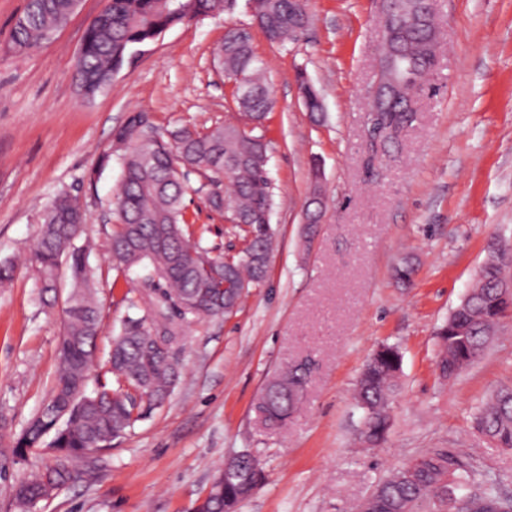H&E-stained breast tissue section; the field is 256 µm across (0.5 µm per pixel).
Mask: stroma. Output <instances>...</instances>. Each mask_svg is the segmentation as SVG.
Returning a JSON list of instances; mask_svg holds the SVG:
<instances>
[{
  "mask_svg": "<svg viewBox=\"0 0 512 512\" xmlns=\"http://www.w3.org/2000/svg\"><path fill=\"white\" fill-rule=\"evenodd\" d=\"M26 0H0V443L9 444L52 396L71 291L68 261L58 297L41 300L30 267L40 218L59 193L76 195L81 241L97 278L104 331L93 376L131 310L136 271L114 268L121 176L116 131L144 112L154 126H246L234 89L213 64L228 30L247 29L275 100L264 129L273 183L272 251L264 280L233 313L189 324L172 344L181 377L168 401L115 438L94 479L39 502L38 512H194L229 456L260 458L266 480L236 512H356L410 459L445 448L512 494V449L474 430L477 409L512 388V318L457 377L438 368L437 332L492 257L512 258V0H436L444 46L417 95L410 124L372 142L368 111L381 37L379 0H309L296 41L271 42L246 5L166 31L85 99L74 80L84 31L102 0H83L54 40L10 51ZM320 93L324 119L302 102ZM320 167V182L310 172ZM203 173L185 202L206 225L203 247L242 249L246 232L206 202ZM321 191L325 215L305 223ZM409 265L410 278L396 269ZM402 354L386 442L366 447L358 377L378 346ZM311 360L299 410L261 424L254 404L287 364Z\"/></svg>",
  "mask_w": 512,
  "mask_h": 512,
  "instance_id": "1",
  "label": "stroma"
}]
</instances>
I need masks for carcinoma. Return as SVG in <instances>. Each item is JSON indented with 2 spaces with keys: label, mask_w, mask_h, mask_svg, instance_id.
Segmentation results:
<instances>
[{
  "label": "carcinoma",
  "mask_w": 512,
  "mask_h": 512,
  "mask_svg": "<svg viewBox=\"0 0 512 512\" xmlns=\"http://www.w3.org/2000/svg\"><path fill=\"white\" fill-rule=\"evenodd\" d=\"M308 0H247L253 20L272 42L296 39L309 22ZM231 0H106L101 16L85 32L74 65L80 92L94 97L105 92L132 55L166 31L220 13ZM74 0H32L18 18L11 36L12 49L25 53L44 44L64 23ZM440 43L435 11L422 0H400L399 12L382 19L378 64L389 62L388 79L379 88L375 104L378 134L389 140L411 119L415 108L409 90L422 84L433 69ZM219 67L237 82L239 109L254 128L263 126L274 100L263 76L261 61L251 41H239L234 32L224 37L214 53ZM304 106L312 117L324 112L319 92L302 85ZM132 116L117 132L123 146L122 174L114 197L117 229L109 252L112 261L127 270H141L142 290L129 298L142 311L125 318L112 338L108 372L112 381L88 390L97 340L103 332L102 314L85 250L74 244L84 215L77 198L56 196L41 218V231L32 264L41 282L42 298L56 294L55 270L68 256L74 286L66 306L65 332L59 344L57 384L52 402L58 415H36L11 446L0 455L25 460L44 459L13 489L18 512H31L50 498L56 488L95 476L90 462L82 471L74 462L112 448V439L134 428L143 415L165 404L181 375L171 345L181 326L200 317L224 315L243 290L260 282L266 273L273 231L267 217L272 208L268 143L233 125L217 124L205 130L178 126L145 140ZM192 172L208 176L211 209L231 212L233 224L251 227L252 241L238 254H213L201 246L205 229L189 219L183 199ZM232 189L230 200L221 191L224 179ZM507 275L493 259L480 271L476 283L439 329L440 371L458 374L476 360L491 339V332L508 316L504 307ZM401 355L389 345L380 347L365 365L356 385L355 400L364 410L361 436L376 447L390 428V404L397 389ZM309 369L289 364L262 387L257 407L266 425L284 424L297 409L308 382ZM476 429L502 448H512V389L498 391L475 414ZM449 453L435 449L396 469L374 490L366 512H450L476 487L464 512H512V498L501 496L495 481L472 465L460 463L448 472ZM225 477L207 512H234L265 480L261 461L248 451L224 463Z\"/></svg>",
  "instance_id": "obj_1"
}]
</instances>
